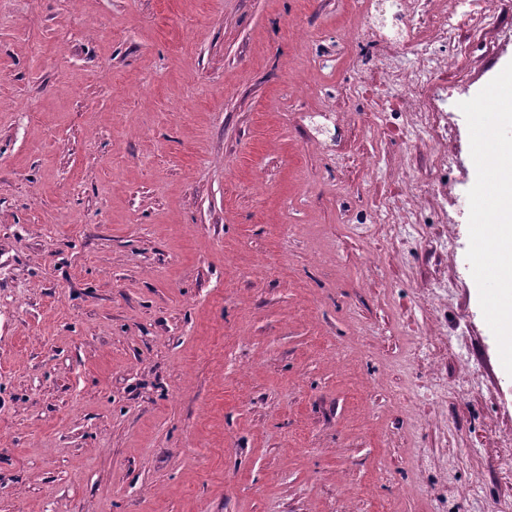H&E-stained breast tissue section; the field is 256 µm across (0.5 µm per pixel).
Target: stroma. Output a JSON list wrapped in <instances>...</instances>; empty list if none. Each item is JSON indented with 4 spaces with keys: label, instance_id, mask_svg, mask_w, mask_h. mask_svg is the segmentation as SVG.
I'll return each mask as SVG.
<instances>
[{
    "label": "stroma",
    "instance_id": "35a3bbf8",
    "mask_svg": "<svg viewBox=\"0 0 512 512\" xmlns=\"http://www.w3.org/2000/svg\"><path fill=\"white\" fill-rule=\"evenodd\" d=\"M353 17L412 67L402 0H0V512H512L459 108L512 0L445 50L421 224ZM448 150L435 152L430 161L432 177H424L420 172L409 166L406 179L403 184L406 188L405 196L399 204H393L385 211L379 223L382 224H416L424 223L425 220H417L422 215L423 207L428 204L429 199L438 190L442 181L448 178Z\"/></svg>",
    "mask_w": 512,
    "mask_h": 512
}]
</instances>
